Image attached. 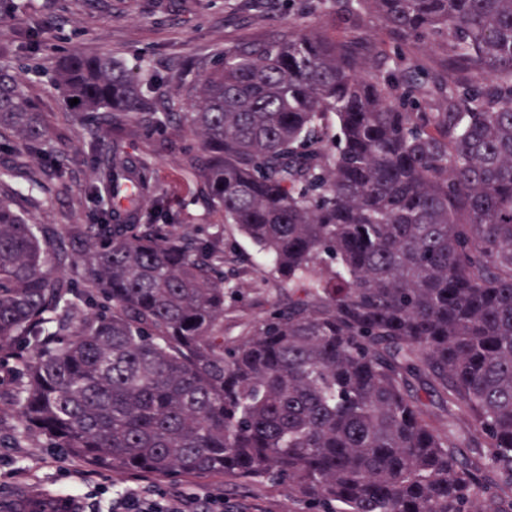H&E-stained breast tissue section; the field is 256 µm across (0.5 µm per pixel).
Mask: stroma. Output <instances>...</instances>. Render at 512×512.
I'll list each match as a JSON object with an SVG mask.
<instances>
[{
	"instance_id": "35a3bbf8",
	"label": "stroma",
	"mask_w": 512,
	"mask_h": 512,
	"mask_svg": "<svg viewBox=\"0 0 512 512\" xmlns=\"http://www.w3.org/2000/svg\"><path fill=\"white\" fill-rule=\"evenodd\" d=\"M33 8L16 19L0 22V44L12 45L23 68L22 90L33 99L48 123L63 134L75 161L69 174L70 188L58 192L53 177L44 188L27 190L22 175L11 183L15 206L30 223L55 227L89 218L94 201L92 181L84 162L82 127L67 109L50 76L58 59L76 50L88 55L109 53L132 67L142 66L157 75L164 87L175 91L191 85L204 65L223 57L225 48L238 42H258L276 26L296 19L304 0H32ZM316 30L361 43L366 68L402 76L393 57L397 51L390 36L370 17L351 22L336 13L314 18ZM35 27L38 43L30 44L23 33ZM175 150L156 158L160 189L181 212V228L188 233H217L224 238L225 270L230 273L236 296L227 297L224 333L234 336L244 324L258 321L276 301L286 299L287 289L277 286L255 248L241 237L220 213L199 199L196 183L184 168L183 152L195 147L192 136L169 130ZM32 471L39 492L59 493L75 480L83 463L56 454L46 440L22 432L16 408L8 397L0 398V506L29 499L26 487L14 471ZM86 471V470H85ZM89 473V472H88ZM146 488L153 493L176 494L195 501L197 512H207L210 496L224 499V512H306L287 483L227 481L221 477L176 478L138 476L112 471H93L84 484L89 502L108 512L114 493Z\"/></svg>"
}]
</instances>
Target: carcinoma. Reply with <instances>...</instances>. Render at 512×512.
I'll return each instance as SVG.
<instances>
[{
	"instance_id": "1",
	"label": "carcinoma",
	"mask_w": 512,
	"mask_h": 512,
	"mask_svg": "<svg viewBox=\"0 0 512 512\" xmlns=\"http://www.w3.org/2000/svg\"><path fill=\"white\" fill-rule=\"evenodd\" d=\"M30 2L0 0V20ZM358 2L442 48L447 75L387 82L298 20L225 49L184 95L109 54L58 61L97 206L60 225L80 269L0 189V363L22 430L94 469L286 481L318 512H512V0ZM174 117L199 142L200 196L291 292L238 337L224 243L179 232L158 191ZM134 132L152 145L138 158ZM61 142L1 64L4 175L67 190Z\"/></svg>"
}]
</instances>
